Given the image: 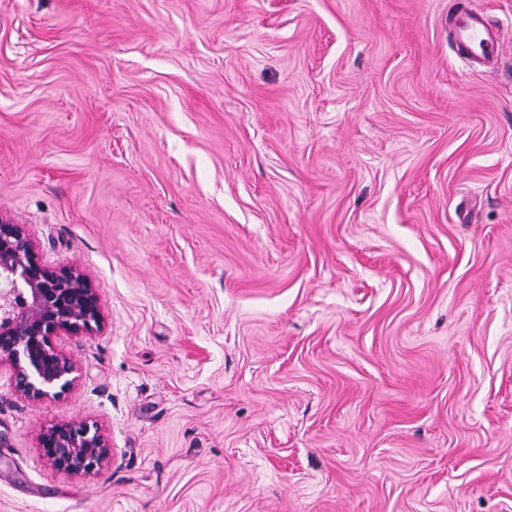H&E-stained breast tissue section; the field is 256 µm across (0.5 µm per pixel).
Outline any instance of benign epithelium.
I'll return each mask as SVG.
<instances>
[{
    "label": "benign epithelium",
    "instance_id": "benign-epithelium-1",
    "mask_svg": "<svg viewBox=\"0 0 512 512\" xmlns=\"http://www.w3.org/2000/svg\"><path fill=\"white\" fill-rule=\"evenodd\" d=\"M102 320L100 294L89 278L74 266L44 260L24 225L0 216V365L8 363L17 396L43 402L72 389L76 362L53 339L91 334ZM38 444L69 474L112 460L108 438L84 421L52 426Z\"/></svg>",
    "mask_w": 512,
    "mask_h": 512
}]
</instances>
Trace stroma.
<instances>
[{
	"instance_id": "35a3bbf8",
	"label": "stroma",
	"mask_w": 512,
	"mask_h": 512,
	"mask_svg": "<svg viewBox=\"0 0 512 512\" xmlns=\"http://www.w3.org/2000/svg\"><path fill=\"white\" fill-rule=\"evenodd\" d=\"M0 216L105 316L0 512H512V0H0ZM465 16L456 20L454 36L458 49L467 62L481 64L498 63L502 53V31H492L482 21V13L476 8L461 10ZM39 448L54 465L69 474H83L107 467L112 460L108 438L84 421L56 424L39 434Z\"/></svg>"
}]
</instances>
